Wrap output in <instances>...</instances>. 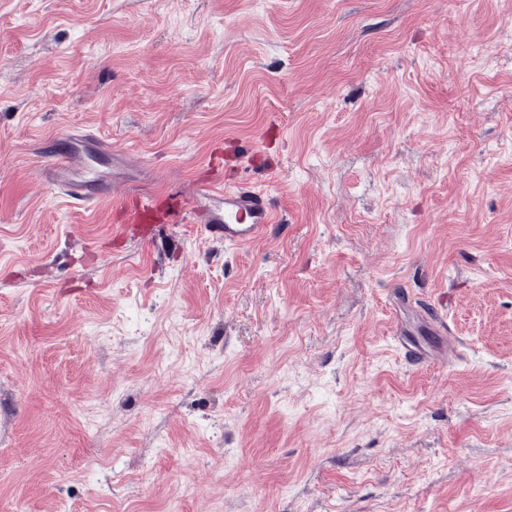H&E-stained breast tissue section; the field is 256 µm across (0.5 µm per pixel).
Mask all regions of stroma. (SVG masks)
<instances>
[{"label":"stroma","mask_w":512,"mask_h":512,"mask_svg":"<svg viewBox=\"0 0 512 512\" xmlns=\"http://www.w3.org/2000/svg\"><path fill=\"white\" fill-rule=\"evenodd\" d=\"M0 512H512V0H0ZM57 161L50 168L38 171V176L48 182L56 194L70 206L80 209L96 207L101 198L106 196L100 192L101 183L98 180L82 178L74 169H83L84 156L79 150L63 147L54 150ZM204 210L205 230L224 246H242L262 237L275 223V213L267 193L244 183L224 187L202 184L196 197Z\"/></svg>","instance_id":"obj_1"}]
</instances>
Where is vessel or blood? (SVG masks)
I'll return each mask as SVG.
<instances>
[{"mask_svg": "<svg viewBox=\"0 0 512 512\" xmlns=\"http://www.w3.org/2000/svg\"><path fill=\"white\" fill-rule=\"evenodd\" d=\"M52 167L39 170L38 176L48 182L56 194L70 206L80 209L96 207L102 198L100 183L79 174L85 159L79 150H56ZM196 204L206 214L204 228L210 238L228 246L249 244L268 232L275 213L267 193L240 183L232 186L202 184Z\"/></svg>", "mask_w": 512, "mask_h": 512, "instance_id": "obj_1", "label": "vessel or blood"}]
</instances>
